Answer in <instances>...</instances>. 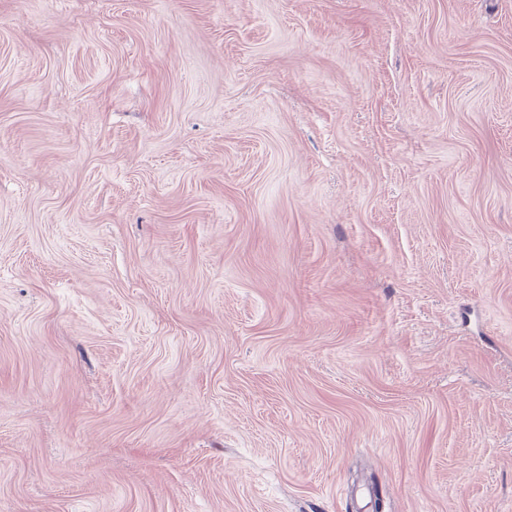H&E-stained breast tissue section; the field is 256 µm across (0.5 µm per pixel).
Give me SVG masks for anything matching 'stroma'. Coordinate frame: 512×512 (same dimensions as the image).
Returning a JSON list of instances; mask_svg holds the SVG:
<instances>
[{
  "label": "stroma",
  "mask_w": 512,
  "mask_h": 512,
  "mask_svg": "<svg viewBox=\"0 0 512 512\" xmlns=\"http://www.w3.org/2000/svg\"><path fill=\"white\" fill-rule=\"evenodd\" d=\"M0 512H512V0H0Z\"/></svg>",
  "instance_id": "1"
}]
</instances>
